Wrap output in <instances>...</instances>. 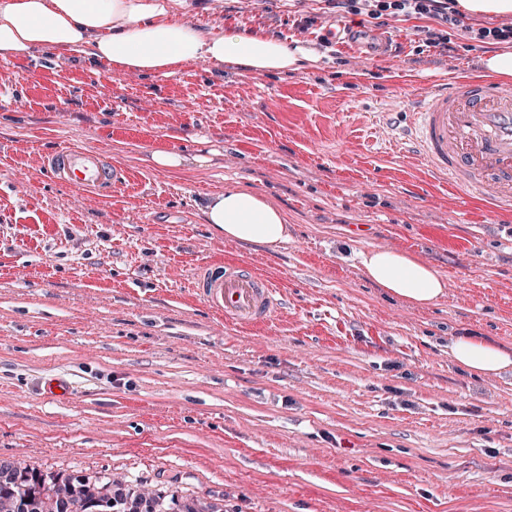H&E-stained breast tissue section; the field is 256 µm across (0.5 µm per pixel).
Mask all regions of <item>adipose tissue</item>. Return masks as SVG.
I'll use <instances>...</instances> for the list:
<instances>
[{"label":"adipose tissue","instance_id":"adipose-tissue-1","mask_svg":"<svg viewBox=\"0 0 512 512\" xmlns=\"http://www.w3.org/2000/svg\"><path fill=\"white\" fill-rule=\"evenodd\" d=\"M184 6V0H0V53L33 58L51 49L143 76H172L198 61L269 73L314 61L273 36L199 28L182 18ZM200 211L228 239L273 248L288 237L283 212L248 189L207 196ZM358 258L391 297L430 306L445 294L440 273L406 252L379 249ZM448 353L475 376L512 370V355L479 336L454 337Z\"/></svg>","mask_w":512,"mask_h":512}]
</instances>
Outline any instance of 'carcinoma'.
Instances as JSON below:
<instances>
[{
  "label": "carcinoma",
  "mask_w": 512,
  "mask_h": 512,
  "mask_svg": "<svg viewBox=\"0 0 512 512\" xmlns=\"http://www.w3.org/2000/svg\"><path fill=\"white\" fill-rule=\"evenodd\" d=\"M139 495L138 486L108 476H65L0 462V512H124V503ZM149 512H224V506L157 493Z\"/></svg>",
  "instance_id": "cac0c4a2"
}]
</instances>
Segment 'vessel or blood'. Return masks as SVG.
Instances as JSON below:
<instances>
[{
	"label": "vessel or blood",
	"instance_id": "b4317fda",
	"mask_svg": "<svg viewBox=\"0 0 512 512\" xmlns=\"http://www.w3.org/2000/svg\"><path fill=\"white\" fill-rule=\"evenodd\" d=\"M410 136L428 169L512 213V95L496 82L461 77L418 95L410 113ZM56 180L82 190L106 189L120 172L102 156L63 147L46 158ZM194 287L209 308L238 326L268 321L279 309L275 284L232 263L199 267Z\"/></svg>",
	"mask_w": 512,
	"mask_h": 512
}]
</instances>
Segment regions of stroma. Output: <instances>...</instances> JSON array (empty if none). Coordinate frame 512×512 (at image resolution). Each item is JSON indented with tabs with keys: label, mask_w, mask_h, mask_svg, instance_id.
Returning a JSON list of instances; mask_svg holds the SVG:
<instances>
[{
	"label": "stroma",
	"mask_w": 512,
	"mask_h": 512,
	"mask_svg": "<svg viewBox=\"0 0 512 512\" xmlns=\"http://www.w3.org/2000/svg\"><path fill=\"white\" fill-rule=\"evenodd\" d=\"M186 2L203 28L272 34L317 62L139 77L0 54V458L224 512H512V373L474 377L448 354L467 335L512 354V216L431 175L387 119L436 81L481 76L512 15L385 16L352 51L336 33L358 19L327 0ZM385 34L395 53L369 55ZM70 145L121 182L52 180L45 157ZM158 148L209 161L160 170ZM229 188L278 207L287 240L205 224L204 196ZM375 249L436 267L444 297L388 296L354 257ZM207 262L269 277L271 321L210 310L194 289Z\"/></svg>",
	"instance_id": "35a3bbf8"
}]
</instances>
